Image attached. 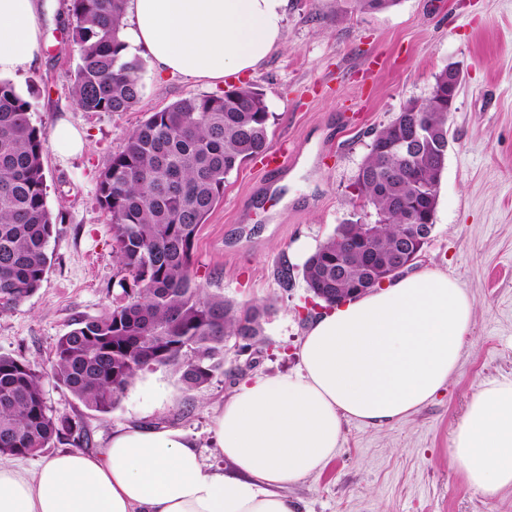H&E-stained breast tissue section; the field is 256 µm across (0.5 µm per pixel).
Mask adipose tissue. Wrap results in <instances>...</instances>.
Listing matches in <instances>:
<instances>
[{"mask_svg": "<svg viewBox=\"0 0 512 512\" xmlns=\"http://www.w3.org/2000/svg\"><path fill=\"white\" fill-rule=\"evenodd\" d=\"M287 3L129 0L120 38L159 72L221 81L282 44ZM36 11V0H0V76L38 53ZM475 315L469 295L430 270L325 306L297 370L243 379L217 410L209 432L224 472L180 429L127 425L95 454L59 453L24 473L0 464V512H301L288 489L335 458L344 420L378 428L431 401L456 374ZM451 455L475 491L512 487V380L471 399Z\"/></svg>", "mask_w": 512, "mask_h": 512, "instance_id": "1", "label": "adipose tissue"}]
</instances>
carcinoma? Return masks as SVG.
<instances>
[{
	"label": "carcinoma",
	"instance_id": "carcinoma-1",
	"mask_svg": "<svg viewBox=\"0 0 512 512\" xmlns=\"http://www.w3.org/2000/svg\"><path fill=\"white\" fill-rule=\"evenodd\" d=\"M400 0H336V11H383ZM126 0H70L71 41L79 56L70 94L84 112H126L142 96L140 62L128 58L118 34ZM272 113L263 93L247 86L222 96L185 97L149 115L125 139L98 177V197L110 215L114 252L133 287L119 282L112 308L78 319L59 337L51 374L83 405L108 412L140 373L169 367L181 383L199 388L224 369V343L259 342L269 307L237 306L198 282L193 249L199 226L223 199L228 176L268 149ZM410 139L406 164L383 152ZM47 132L31 121L30 102L0 80V310L14 308L39 288L50 259L52 213L43 166ZM448 143V68L434 76L424 99L406 100L382 126L358 169L354 187L375 215L374 248H396L411 215L434 222V186ZM364 231L347 221L307 259L309 288H336L369 278L361 253L346 259L336 281V255ZM43 374L0 354V456L34 457L51 444L86 447L80 419L56 417L47 405Z\"/></svg>",
	"mask_w": 512,
	"mask_h": 512
}]
</instances>
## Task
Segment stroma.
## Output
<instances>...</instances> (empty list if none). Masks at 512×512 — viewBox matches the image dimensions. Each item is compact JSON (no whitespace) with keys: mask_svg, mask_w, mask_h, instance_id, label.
<instances>
[{"mask_svg":"<svg viewBox=\"0 0 512 512\" xmlns=\"http://www.w3.org/2000/svg\"><path fill=\"white\" fill-rule=\"evenodd\" d=\"M42 44L11 83L31 102L37 127L59 120L79 129L88 147L58 156L44 147L45 184L55 233L40 287L0 311V354L20 357L44 374L48 406L82 417L89 452L117 427L172 426L196 440L206 465L224 469L212 448V418L245 377L297 369L298 345L318 308L303 267L338 224L351 219L357 171L371 134L409 98H426L434 75L457 65L461 88L448 117V155L434 227L415 270L455 280L477 315L459 369L436 397L405 420L379 429L350 420L337 456L289 488L303 512H512V487L487 496L454 467L453 431L468 401L490 380H512V0H400L385 11L340 13L334 0H288L284 43L249 75L220 82L159 75L144 47L138 58L143 95L127 112H84L70 91L78 51L67 32L69 0H37ZM250 85L273 114L271 146L293 153L273 177L260 159L224 184V198L197 232L193 261L210 292L271 313L262 341L232 338L224 369L188 390L172 370L142 372L111 412L84 406L50 375L55 344L71 323L109 310L127 274L113 250L112 223L97 180L126 136L175 101ZM289 267L293 286L281 288Z\"/></svg>","mask_w":512,"mask_h":512,"instance_id":"stroma-1","label":"stroma"}]
</instances>
